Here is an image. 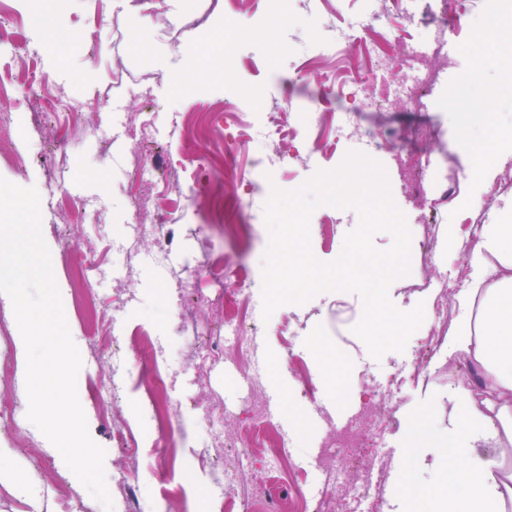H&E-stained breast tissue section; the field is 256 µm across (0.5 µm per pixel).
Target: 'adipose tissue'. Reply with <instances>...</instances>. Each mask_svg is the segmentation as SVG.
Listing matches in <instances>:
<instances>
[{
  "instance_id": "obj_1",
  "label": "adipose tissue",
  "mask_w": 512,
  "mask_h": 512,
  "mask_svg": "<svg viewBox=\"0 0 512 512\" xmlns=\"http://www.w3.org/2000/svg\"><path fill=\"white\" fill-rule=\"evenodd\" d=\"M448 335L449 354L466 353L480 369L488 393L485 410L448 422V461L440 473L448 492L431 497L426 512H504L503 461L477 455L489 437L512 444V215L481 225L472 248L466 286ZM0 487L44 512L45 503L22 459L0 447Z\"/></svg>"
}]
</instances>
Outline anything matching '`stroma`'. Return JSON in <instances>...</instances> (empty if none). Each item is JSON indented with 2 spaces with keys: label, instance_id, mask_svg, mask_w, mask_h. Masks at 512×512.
I'll use <instances>...</instances> for the list:
<instances>
[{
  "label": "stroma",
  "instance_id": "1",
  "mask_svg": "<svg viewBox=\"0 0 512 512\" xmlns=\"http://www.w3.org/2000/svg\"><path fill=\"white\" fill-rule=\"evenodd\" d=\"M368 0H323L316 11L290 10L277 39L265 38L272 24L270 0H0V23H23L16 44H0V76L12 79L9 106L17 128L0 152L21 156L22 168L0 164V177L36 187L41 197L42 235L50 250L54 280L82 367L77 393L89 434L105 451L104 472L113 512H224V492L212 483L210 464L237 454L234 447L215 452L206 446L213 408L225 415L226 437L250 416L247 380L232 352L235 328L224 321V297L233 288L225 265L247 267L252 297L246 325L263 355L262 400L278 396L279 414L271 434L284 438L296 464L297 480L311 506L332 512L331 488L349 480L356 467L389 468L379 497L391 512H416L420 498L439 490L438 474L447 459L441 436L453 407L449 395L466 385L475 402L487 394L465 354L449 355L448 334L457 315L456 296L468 274L470 250L478 240L472 199L486 211L512 201V188L487 197V186L512 176V146L496 142L499 127L512 123V61L494 57L492 46L512 40V0H478L472 12L449 23L455 46L447 60L429 59L438 69L429 91L431 107L417 109L383 103L373 85L355 123L369 156L386 169L395 203L411 231L408 275L390 287L402 310L424 303L426 316L401 352L373 359L353 331L363 313L361 298L332 291L302 305L278 308L262 317V261L268 244L264 205L272 189L293 191L317 172L338 167L348 145L329 127L307 126L302 107L327 76L346 79L356 67H369L361 55L373 34H356L341 54L315 58L310 50L332 25L362 18ZM53 18L41 25L37 14ZM252 34L239 36L237 20ZM236 45L238 59L225 68V46ZM471 82H458L460 71ZM493 108H486L488 94ZM281 107L289 123L307 129V145L285 166L257 170V145L238 140L241 126L260 124L266 112ZM498 163L490 180L471 178L478 157ZM417 172L431 170L426 199L404 182V158ZM252 182L245 198L249 228L227 216L239 180ZM145 193L165 198V217L173 240L161 248L137 238L130 201ZM82 205L83 217L65 223L60 198ZM359 216L352 209L323 205L310 220L311 248L323 263L336 260L346 234ZM94 253L98 262L87 278L93 288L85 307L92 320L73 307L69 283L70 244ZM449 265H441L440 255ZM195 275L185 294L172 290ZM447 301L446 320L434 317ZM185 306L184 319L172 315ZM148 331L153 352L135 344L133 330ZM17 327L0 339V360H14L7 379L23 420L13 428L0 420V446L17 448L40 482L49 512H104L60 453L26 420V352ZM428 364L421 376L412 369L420 354ZM177 374L165 399L181 413L160 431L143 393L136 386L142 369ZM406 375L397 400L376 403L374 392L393 374ZM115 375L125 380L119 394L92 396L91 384ZM109 419H102V411ZM338 417L347 442L335 449V470L315 468L327 438L324 416ZM385 416L384 447L370 448L371 416ZM130 424L138 444L135 485L122 495L127 454L112 439L114 428ZM38 440L39 456L28 455L20 441ZM238 455V454H237Z\"/></svg>",
  "mask_w": 512,
  "mask_h": 512
}]
</instances>
